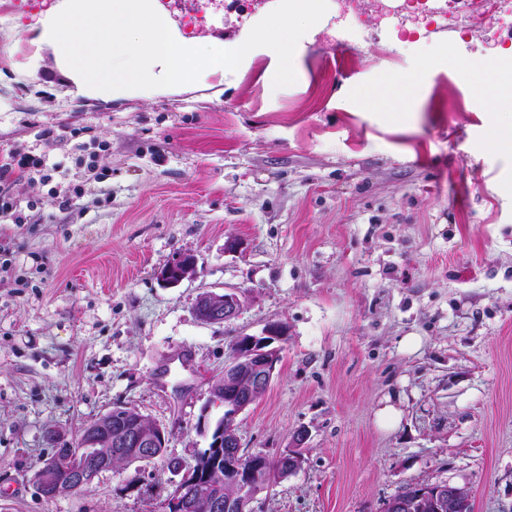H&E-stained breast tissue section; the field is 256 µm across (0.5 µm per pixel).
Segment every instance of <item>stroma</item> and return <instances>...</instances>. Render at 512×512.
I'll list each match as a JSON object with an SVG mask.
<instances>
[{
	"label": "stroma",
	"instance_id": "35a3bbf8",
	"mask_svg": "<svg viewBox=\"0 0 512 512\" xmlns=\"http://www.w3.org/2000/svg\"><path fill=\"white\" fill-rule=\"evenodd\" d=\"M161 3L185 34L230 41L269 0ZM396 4L326 0L288 81L263 52L217 98L102 103L67 94L51 53L21 74L43 0H0V159L60 166L4 187L20 219L0 222V512H166V461L207 447L232 340L274 322L271 384L236 423L244 452L302 463L249 512H384L443 483L512 512V156L485 148L465 82L512 25L437 0L451 32ZM385 77L413 82L408 122L362 111ZM184 253L195 274L165 286ZM229 289L238 316L196 317L199 294ZM116 406L168 431L165 457L45 498L49 432L74 441Z\"/></svg>",
	"mask_w": 512,
	"mask_h": 512
}]
</instances>
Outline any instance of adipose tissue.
I'll return each mask as SVG.
<instances>
[{
    "label": "adipose tissue",
    "instance_id": "adipose-tissue-1",
    "mask_svg": "<svg viewBox=\"0 0 512 512\" xmlns=\"http://www.w3.org/2000/svg\"><path fill=\"white\" fill-rule=\"evenodd\" d=\"M315 0H275L272 9L233 42L213 37H187L157 0H51L24 33L34 51L28 71L41 67L44 53L75 92L102 102L182 95L211 88L252 63L259 49L270 51L276 66L271 81L284 82L295 70L297 27L315 15ZM492 78L473 73V90L491 113L487 149L512 153V124L501 123L512 112V73L490 62ZM366 108L393 113L404 120L413 104L410 88L384 81L381 89L363 97Z\"/></svg>",
    "mask_w": 512,
    "mask_h": 512
}]
</instances>
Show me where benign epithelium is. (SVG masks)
I'll return each mask as SVG.
<instances>
[{
    "instance_id": "1",
    "label": "benign epithelium",
    "mask_w": 512,
    "mask_h": 512,
    "mask_svg": "<svg viewBox=\"0 0 512 512\" xmlns=\"http://www.w3.org/2000/svg\"><path fill=\"white\" fill-rule=\"evenodd\" d=\"M196 258L181 254L174 258L160 273L161 280L174 287L195 273ZM239 292L228 291L201 293L194 312L207 317L210 323H221L236 317L241 309ZM287 339L282 323L268 325L260 335L236 338L224 366V373L215 378L210 388V398L203 407L199 428L209 439L207 455L212 457L206 473L196 467L183 468L178 462L169 465L172 474L180 476L175 482L166 507L174 512H195L205 503L212 512H242L261 490L259 471L267 464L266 456H240L241 438L235 421L237 416L252 403L257 392H264L271 383L278 362L280 343ZM143 416L136 410L116 406L105 417L91 426V437L80 448H67L65 452L50 457L39 470L36 485L48 498L69 495L90 484L101 472L112 469L113 455L138 457L150 461L167 447L168 431L157 424L145 428ZM238 472V496L222 497L211 492L219 475V461ZM69 466L72 479L62 485L55 482L56 471L61 465ZM417 499L426 500L438 512H455L468 502L463 490L449 485L434 484L418 487Z\"/></svg>"
}]
</instances>
